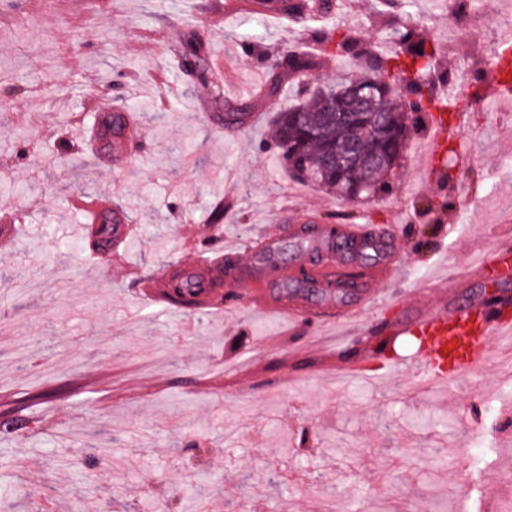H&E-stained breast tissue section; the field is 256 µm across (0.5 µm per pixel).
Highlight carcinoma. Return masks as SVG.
Instances as JSON below:
<instances>
[{
	"label": "carcinoma",
	"instance_id": "carcinoma-1",
	"mask_svg": "<svg viewBox=\"0 0 512 512\" xmlns=\"http://www.w3.org/2000/svg\"><path fill=\"white\" fill-rule=\"evenodd\" d=\"M395 48L384 54L367 55L369 75L345 76L336 86L306 90L304 99L277 114L274 120V144L295 179L337 193L341 197L357 192L377 193L384 189V177L403 158L411 134V125L428 119L431 113H453L451 96L438 95L433 87L417 82L424 74H435L447 83L440 69L439 46L418 37L413 28L393 32ZM312 57L291 52L282 61L283 70L266 84L270 96L281 93L282 83L292 76L312 70ZM178 71L203 88L211 86L210 67L204 44L188 31L180 38ZM495 84L512 85V59L497 53L487 64ZM408 75L404 84L405 97H400L390 74ZM368 94V106L360 109L358 92ZM229 124H237L247 112V106L223 101L218 104ZM128 126L124 112H111L95 129V137L122 135ZM360 144L348 161L342 158V148L353 136ZM123 243L112 239V222L93 225L87 235V247L95 253H108ZM171 300L182 305H195V296L183 291L185 284L178 277L165 281ZM20 407L0 412V433L11 434L18 426Z\"/></svg>",
	"mask_w": 512,
	"mask_h": 512
}]
</instances>
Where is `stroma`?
<instances>
[{
    "mask_svg": "<svg viewBox=\"0 0 512 512\" xmlns=\"http://www.w3.org/2000/svg\"><path fill=\"white\" fill-rule=\"evenodd\" d=\"M0 0V394L27 400L29 429L0 437V512H512V341L481 368L443 384L413 359L414 339L386 356L327 354L437 308L512 297V280L460 283L468 263L512 244V120L460 113L452 141L463 162L439 186L412 134L388 189L355 201L293 179L269 138L295 87L254 98L290 51L339 29L356 43L331 78L363 74L359 50L411 26L438 43L441 67L476 73L467 37L448 31L444 0H347L332 15L262 14L258 0ZM204 41L222 64L224 96L249 104L235 127L202 111V92L173 63L176 32ZM136 113V148L121 163L85 135L101 107ZM36 153L21 157L23 142ZM92 173L136 228L120 259L89 252L74 180ZM224 221L212 223L215 210ZM293 219L280 223L281 212ZM318 212L317 225L302 223ZM393 229L389 260L346 255L373 283L365 322L338 321L351 294L297 285L313 229ZM278 235L282 276L272 306L237 287L262 237ZM225 256L221 301L192 315L143 293L158 272ZM448 288L447 300L432 293ZM307 307L291 325L275 302Z\"/></svg>",
    "mask_w": 512,
    "mask_h": 512,
    "instance_id": "35a3bbf8",
    "label": "stroma"
}]
</instances>
